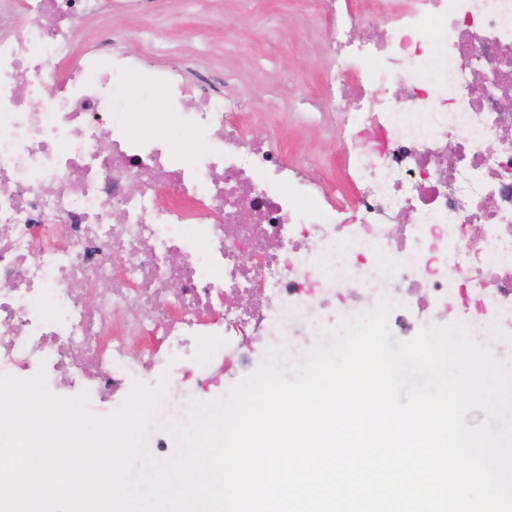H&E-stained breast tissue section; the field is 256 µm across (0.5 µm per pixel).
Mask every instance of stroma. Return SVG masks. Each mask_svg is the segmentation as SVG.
Instances as JSON below:
<instances>
[{"label": "stroma", "instance_id": "35a3bbf8", "mask_svg": "<svg viewBox=\"0 0 512 512\" xmlns=\"http://www.w3.org/2000/svg\"><path fill=\"white\" fill-rule=\"evenodd\" d=\"M113 31L126 38V49L147 63L174 64L195 58L200 70L228 75L244 104L247 137L278 134L288 158H302L321 167L342 198L358 184L345 160L344 137L330 122L311 126L303 115L320 91L326 59L310 36L304 0H213L201 13L197 0H153L139 15L115 12L84 18L77 45ZM211 387L202 392L194 374L168 380L172 392L158 411L155 432L185 419L191 405L226 394L239 375L223 360L208 371Z\"/></svg>", "mask_w": 512, "mask_h": 512}]
</instances>
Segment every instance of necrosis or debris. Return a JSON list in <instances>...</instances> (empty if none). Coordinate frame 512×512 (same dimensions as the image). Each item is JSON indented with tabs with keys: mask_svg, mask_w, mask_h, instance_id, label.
<instances>
[{
	"mask_svg": "<svg viewBox=\"0 0 512 512\" xmlns=\"http://www.w3.org/2000/svg\"><path fill=\"white\" fill-rule=\"evenodd\" d=\"M145 3L0 0V374L42 368L51 393L110 408L243 333L296 346L325 288L349 317L398 301L400 336L443 325L452 294L457 323L512 335V0H314L320 111L382 135L353 160L356 224L278 135L247 138L241 100L193 59L148 65L106 38L59 70L75 18ZM133 85L162 101L146 132Z\"/></svg>",
	"mask_w": 512,
	"mask_h": 512,
	"instance_id": "obj_1",
	"label": "necrosis or debris"
}]
</instances>
